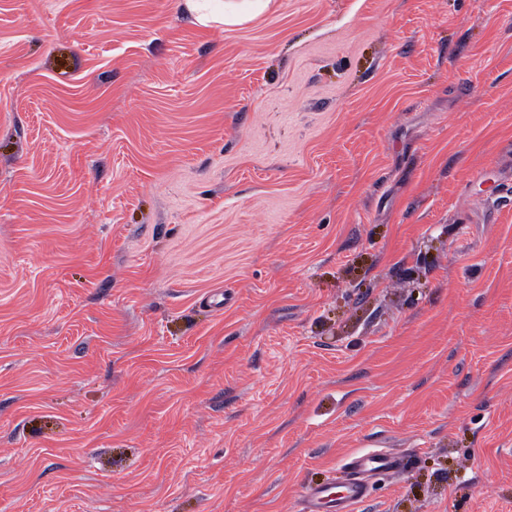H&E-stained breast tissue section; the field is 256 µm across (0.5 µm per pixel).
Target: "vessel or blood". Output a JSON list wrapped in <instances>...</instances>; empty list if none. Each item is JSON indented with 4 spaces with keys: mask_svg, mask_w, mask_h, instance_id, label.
Instances as JSON below:
<instances>
[{
    "mask_svg": "<svg viewBox=\"0 0 512 512\" xmlns=\"http://www.w3.org/2000/svg\"><path fill=\"white\" fill-rule=\"evenodd\" d=\"M401 456L381 450H363L348 455L341 484L305 487L300 496L301 512H355L370 494L375 477L402 470Z\"/></svg>",
    "mask_w": 512,
    "mask_h": 512,
    "instance_id": "b4317fda",
    "label": "vessel or blood"
}]
</instances>
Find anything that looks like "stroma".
Masks as SVG:
<instances>
[{
  "mask_svg": "<svg viewBox=\"0 0 512 512\" xmlns=\"http://www.w3.org/2000/svg\"><path fill=\"white\" fill-rule=\"evenodd\" d=\"M512 512V0H0V512ZM186 8L191 12L205 11L209 8V13H202L199 15L198 20L202 24L207 22H219L226 25L238 24L243 20L251 19L253 16L261 13L266 9L271 0H247L244 2H252L250 5L253 7L251 12H243L236 8L225 9L222 0H184ZM222 2V4L220 3ZM401 456L381 450H363L348 455L341 465L345 478L339 485L305 487L300 496L301 512H354L370 494L372 480L402 470Z\"/></svg>",
  "mask_w": 512,
  "mask_h": 512,
  "instance_id": "stroma-1",
  "label": "stroma"
}]
</instances>
